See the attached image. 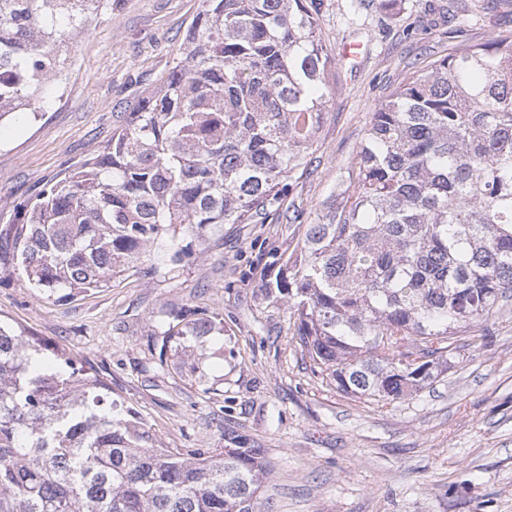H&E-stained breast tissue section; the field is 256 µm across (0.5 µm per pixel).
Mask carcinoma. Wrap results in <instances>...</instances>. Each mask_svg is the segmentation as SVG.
I'll list each match as a JSON object with an SVG mask.
<instances>
[{
	"mask_svg": "<svg viewBox=\"0 0 512 512\" xmlns=\"http://www.w3.org/2000/svg\"><path fill=\"white\" fill-rule=\"evenodd\" d=\"M99 2L0 0V119L66 80L62 48L100 22ZM317 9L202 0L162 84L0 227V269L68 300L154 252L189 261L226 224H302L285 200L311 171L335 91ZM326 209L260 284L288 303L313 372L385 405L481 349L512 319V33L406 73ZM222 334L183 308L155 331L176 354ZM46 350L0 321V512H274L263 449L238 435L160 448L69 353L38 366Z\"/></svg>",
	"mask_w": 512,
	"mask_h": 512,
	"instance_id": "carcinoma-1",
	"label": "carcinoma"
}]
</instances>
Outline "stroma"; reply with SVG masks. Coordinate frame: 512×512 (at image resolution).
<instances>
[{"instance_id":"obj_1","label":"stroma","mask_w":512,"mask_h":512,"mask_svg":"<svg viewBox=\"0 0 512 512\" xmlns=\"http://www.w3.org/2000/svg\"><path fill=\"white\" fill-rule=\"evenodd\" d=\"M451 0H319V27L338 74L310 174L292 189L303 222L321 224L376 107L407 69L500 31L512 0L449 24ZM200 0H114L69 41L64 92L46 87L39 114L0 121V225L68 164L93 154L185 50ZM362 47L343 60L344 45ZM298 225L228 224L190 264L148 258L71 300L38 297L0 271V321L72 353L164 448H221L233 433L264 449L275 512H512V327L463 351L433 386L386 406L339 395L313 374L286 305L259 287ZM174 307L224 321L183 358L160 356L154 330Z\"/></svg>"}]
</instances>
